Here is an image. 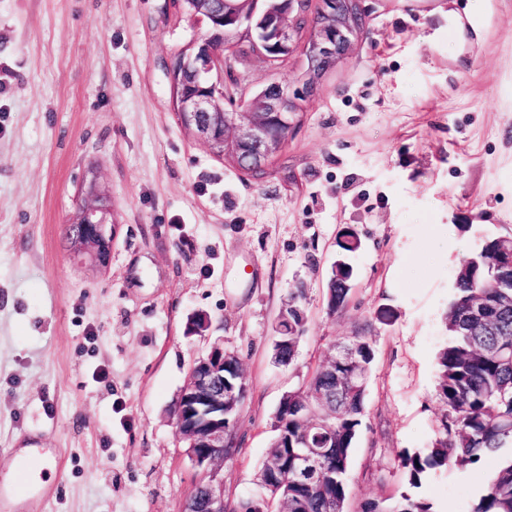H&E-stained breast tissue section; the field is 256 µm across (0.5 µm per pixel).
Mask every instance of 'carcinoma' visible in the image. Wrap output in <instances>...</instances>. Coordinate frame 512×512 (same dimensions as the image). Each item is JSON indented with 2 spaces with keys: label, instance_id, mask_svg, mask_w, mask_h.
<instances>
[{
  "label": "carcinoma",
  "instance_id": "obj_1",
  "mask_svg": "<svg viewBox=\"0 0 512 512\" xmlns=\"http://www.w3.org/2000/svg\"><path fill=\"white\" fill-rule=\"evenodd\" d=\"M353 267L345 264L329 278L330 312L348 303ZM512 261L498 249V238L464 258L456 280V294L447 315L448 343L437 355L436 396L444 409L433 447L403 453L410 490L384 500H370L361 512H433L416 489L440 468L465 470L487 453L505 451L472 512H512ZM303 289L288 300V344L274 350L275 360L290 365L304 331L298 305ZM355 363L333 370L316 368L305 387L288 395L277 408L275 436L259 473L272 457L293 464L306 439L322 431L329 435L319 462L323 482L307 486L288 482L264 495L224 505V512H258L263 497L285 502L288 512H345L350 452L362 425L364 400L374 351L364 336L355 335Z\"/></svg>",
  "mask_w": 512,
  "mask_h": 512
}]
</instances>
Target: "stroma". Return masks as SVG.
Returning <instances> with one entry per match:
<instances>
[{
  "mask_svg": "<svg viewBox=\"0 0 512 512\" xmlns=\"http://www.w3.org/2000/svg\"><path fill=\"white\" fill-rule=\"evenodd\" d=\"M469 2L365 0L364 34L251 176L177 121L167 67L204 30L167 0H0V478L19 448L61 469L49 506L21 494L7 512H182L199 471L170 411L216 342L248 382L224 497L252 495L283 394L357 333L375 358L346 512L406 490L400 456L431 447L443 412L460 262L512 236V0ZM92 169L117 225L104 268L63 237ZM349 228L361 246L333 313ZM299 288L307 322L283 368L272 336ZM497 461L432 471L419 493L471 512ZM338 263L340 262L337 260L336 263L334 262L333 271H338ZM353 273V267L347 262L339 269L335 278L332 272L327 285V306L330 312L336 313L347 305Z\"/></svg>",
  "mask_w": 512,
  "mask_h": 512,
  "instance_id": "obj_1",
  "label": "stroma"
}]
</instances>
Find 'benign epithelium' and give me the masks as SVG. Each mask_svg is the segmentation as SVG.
Instances as JSON below:
<instances>
[{
	"label": "benign epithelium",
	"instance_id": "benign-epithelium-1",
	"mask_svg": "<svg viewBox=\"0 0 512 512\" xmlns=\"http://www.w3.org/2000/svg\"><path fill=\"white\" fill-rule=\"evenodd\" d=\"M311 0H168L178 15L185 14L205 28V35L189 41L173 56L167 70L174 110L181 127L205 143L212 153L231 155L236 167L261 174L286 146L297 124V112L312 98L325 74L336 65L351 42L365 30L362 0H321L307 17L312 37L305 68L291 80L278 74L293 51L298 24L296 6ZM262 57L273 78L250 91L237 80L239 65L251 56ZM192 78L200 92L183 95L180 86ZM239 108L229 112L224 104ZM68 223L93 230L73 238L70 251L105 267L110 261L115 225L112 204L96 171L81 184V201ZM235 371L238 387L227 386L224 370ZM247 378L239 358L216 345L192 365L186 385L172 410L176 437L200 478L182 512H224V465L227 432L242 404ZM324 449L313 443L296 457L295 474L315 479Z\"/></svg>",
	"mask_w": 512,
	"mask_h": 512
}]
</instances>
